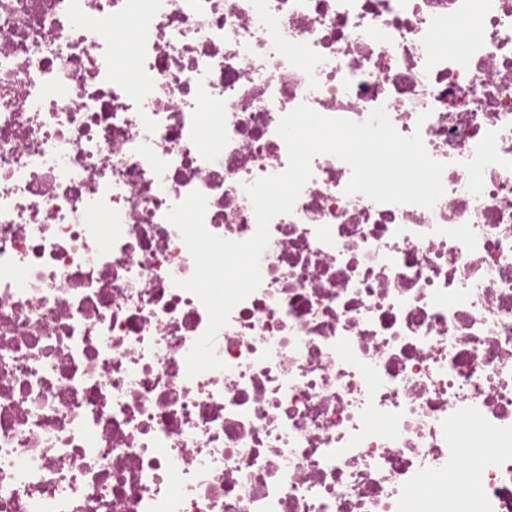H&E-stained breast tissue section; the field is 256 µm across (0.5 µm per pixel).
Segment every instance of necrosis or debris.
Instances as JSON below:
<instances>
[{"mask_svg": "<svg viewBox=\"0 0 512 512\" xmlns=\"http://www.w3.org/2000/svg\"><path fill=\"white\" fill-rule=\"evenodd\" d=\"M302 103L384 108L444 193L315 156L188 377L166 214L251 238ZM0 512H512V0H0Z\"/></svg>", "mask_w": 512, "mask_h": 512, "instance_id": "4bbe7bcc", "label": "necrosis or debris"}]
</instances>
